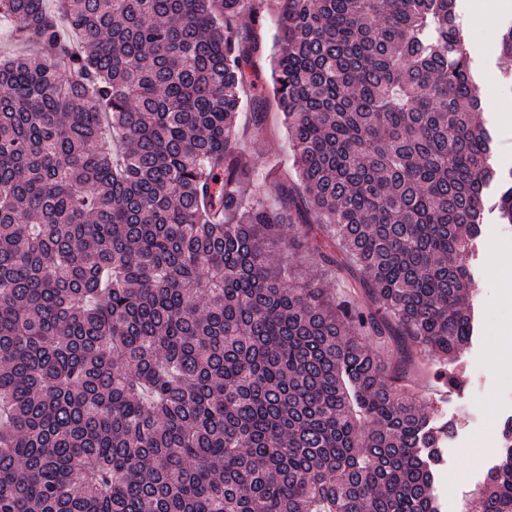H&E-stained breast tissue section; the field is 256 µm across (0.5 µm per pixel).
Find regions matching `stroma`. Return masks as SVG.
<instances>
[{
	"label": "stroma",
	"instance_id": "stroma-1",
	"mask_svg": "<svg viewBox=\"0 0 512 512\" xmlns=\"http://www.w3.org/2000/svg\"><path fill=\"white\" fill-rule=\"evenodd\" d=\"M457 10L476 66L482 103L478 119L492 131L496 142L493 162L506 173L512 171V71L502 63L500 53L504 21L512 19V0H499L490 19L477 10L476 0H459ZM268 123L269 135L244 143L264 174L292 164V149L280 114L270 112ZM499 195L498 186H491L485 222L470 262L477 288L476 333L461 357L465 384L438 401L434 398L437 384L428 378L425 360H418L412 371L414 388L426 411L437 419L458 421L442 450L437 481L441 512H462L466 496L498 463L500 432L505 420L512 417V363L499 358L502 350L512 345V251L495 258L487 249L490 238H512V224L498 219ZM494 258L508 268L507 277L490 276L489 263Z\"/></svg>",
	"mask_w": 512,
	"mask_h": 512
}]
</instances>
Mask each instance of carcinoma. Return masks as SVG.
Wrapping results in <instances>:
<instances>
[{"label": "carcinoma", "instance_id": "1", "mask_svg": "<svg viewBox=\"0 0 512 512\" xmlns=\"http://www.w3.org/2000/svg\"><path fill=\"white\" fill-rule=\"evenodd\" d=\"M263 2L0 0V512H440L401 382L464 385L495 177L457 0H282L266 84ZM502 439L465 512H512ZM271 134L257 140H247L245 150L254 158L261 173H276L284 166L291 168L292 149L278 112L271 111L268 117Z\"/></svg>", "mask_w": 512, "mask_h": 512}]
</instances>
